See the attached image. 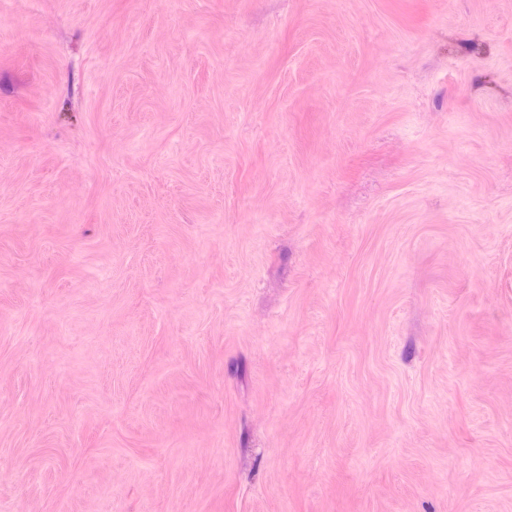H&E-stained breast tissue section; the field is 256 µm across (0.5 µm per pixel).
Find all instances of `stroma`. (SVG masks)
<instances>
[{"mask_svg":"<svg viewBox=\"0 0 512 512\" xmlns=\"http://www.w3.org/2000/svg\"><path fill=\"white\" fill-rule=\"evenodd\" d=\"M0 512H512V0H0Z\"/></svg>","mask_w":512,"mask_h":512,"instance_id":"1","label":"stroma"}]
</instances>
